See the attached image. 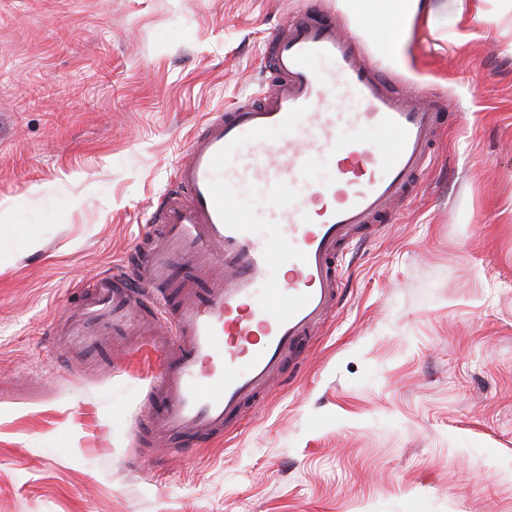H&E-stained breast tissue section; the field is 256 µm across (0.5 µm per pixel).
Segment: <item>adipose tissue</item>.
<instances>
[{
	"instance_id": "adipose-tissue-1",
	"label": "adipose tissue",
	"mask_w": 512,
	"mask_h": 512,
	"mask_svg": "<svg viewBox=\"0 0 512 512\" xmlns=\"http://www.w3.org/2000/svg\"><path fill=\"white\" fill-rule=\"evenodd\" d=\"M344 11L361 23L367 33H381L378 50L388 59H398L402 40L414 18L430 14V0H341Z\"/></svg>"
}]
</instances>
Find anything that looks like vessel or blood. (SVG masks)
Instances as JSON below:
<instances>
[{"label": "vessel or blood", "instance_id": "obj_1", "mask_svg": "<svg viewBox=\"0 0 512 512\" xmlns=\"http://www.w3.org/2000/svg\"><path fill=\"white\" fill-rule=\"evenodd\" d=\"M267 47L259 102L211 113L193 134L177 194L148 217L159 232L141 240L137 280L102 279L65 331V351L99 357L150 305L165 399L152 423L177 454L266 393L335 312L341 248L409 198L439 135L423 91L394 89L335 15L297 17ZM368 128L384 141L366 140Z\"/></svg>", "mask_w": 512, "mask_h": 512}]
</instances>
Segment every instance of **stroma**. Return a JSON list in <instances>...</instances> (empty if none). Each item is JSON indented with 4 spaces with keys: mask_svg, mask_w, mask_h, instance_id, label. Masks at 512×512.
Listing matches in <instances>:
<instances>
[{
    "mask_svg": "<svg viewBox=\"0 0 512 512\" xmlns=\"http://www.w3.org/2000/svg\"><path fill=\"white\" fill-rule=\"evenodd\" d=\"M483 8L436 0L394 62L348 19L453 121L297 363L168 456L156 354L80 368L52 330L134 254L201 120L265 87L268 38L339 0H0V512H512V0Z\"/></svg>",
    "mask_w": 512,
    "mask_h": 512,
    "instance_id": "35a3bbf8",
    "label": "stroma"
}]
</instances>
